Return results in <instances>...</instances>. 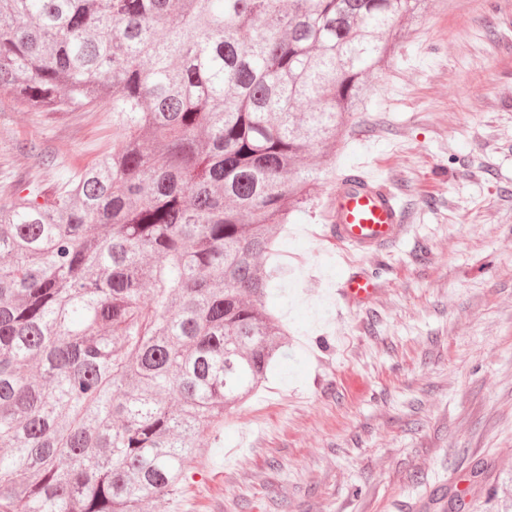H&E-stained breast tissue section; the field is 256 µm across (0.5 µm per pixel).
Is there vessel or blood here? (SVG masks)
Masks as SVG:
<instances>
[{"label": "vessel or blood", "mask_w": 512, "mask_h": 512, "mask_svg": "<svg viewBox=\"0 0 512 512\" xmlns=\"http://www.w3.org/2000/svg\"><path fill=\"white\" fill-rule=\"evenodd\" d=\"M403 220V212L386 186L370 177L358 182L346 176L331 198L327 236L366 254L396 241L405 229ZM376 292L375 277L358 270L342 279L336 295L349 306L361 307L371 303Z\"/></svg>", "instance_id": "1"}]
</instances>
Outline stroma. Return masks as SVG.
Segmentation results:
<instances>
[{"instance_id":"35a3bbf8","label":"stroma","mask_w":512,"mask_h":512,"mask_svg":"<svg viewBox=\"0 0 512 512\" xmlns=\"http://www.w3.org/2000/svg\"><path fill=\"white\" fill-rule=\"evenodd\" d=\"M399 27L310 194L377 176L407 231L360 254L296 213L267 297L293 338L159 512H512V0H430ZM111 150L105 106L40 112L0 89L1 192L52 193ZM358 268L377 293L352 308L336 284Z\"/></svg>"}]
</instances>
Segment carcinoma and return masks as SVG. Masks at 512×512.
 <instances>
[{
	"mask_svg": "<svg viewBox=\"0 0 512 512\" xmlns=\"http://www.w3.org/2000/svg\"><path fill=\"white\" fill-rule=\"evenodd\" d=\"M427 0H0V89L111 107L0 195V512H145L288 344L276 243Z\"/></svg>",
	"mask_w": 512,
	"mask_h": 512,
	"instance_id": "cac0c4a2",
	"label": "carcinoma"
}]
</instances>
